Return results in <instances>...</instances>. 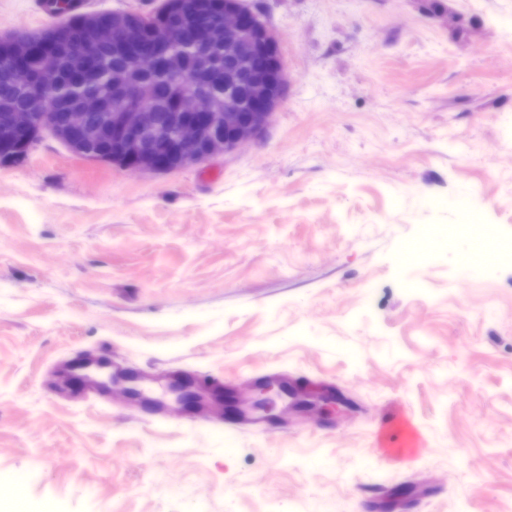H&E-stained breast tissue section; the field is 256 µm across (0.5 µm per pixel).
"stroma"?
Returning a JSON list of instances; mask_svg holds the SVG:
<instances>
[{"mask_svg": "<svg viewBox=\"0 0 512 512\" xmlns=\"http://www.w3.org/2000/svg\"><path fill=\"white\" fill-rule=\"evenodd\" d=\"M243 4L287 76L259 138L138 173L46 132L0 165V512H512V258L465 247L512 243V0ZM50 22L0 0V36ZM82 357L129 374L99 395ZM174 373L265 431L150 420ZM393 409L415 462L372 451Z\"/></svg>", "mask_w": 512, "mask_h": 512, "instance_id": "obj_1", "label": "stroma"}]
</instances>
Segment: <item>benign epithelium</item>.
<instances>
[{
    "instance_id": "benign-epithelium-1",
    "label": "benign epithelium",
    "mask_w": 512,
    "mask_h": 512,
    "mask_svg": "<svg viewBox=\"0 0 512 512\" xmlns=\"http://www.w3.org/2000/svg\"><path fill=\"white\" fill-rule=\"evenodd\" d=\"M215 17L197 14L196 0L165 4L155 22L141 27L113 16L87 19L84 35L74 40L62 64L35 63L29 80L40 90L30 107L0 110V150L22 156L44 130L72 152L89 157V148L103 136L112 141L107 161L125 168L161 172L201 164L257 138L269 124L281 98L284 74L279 69L277 42L263 21L242 0H214L206 6ZM194 38L205 45L224 47V64L207 55L199 58L200 71L224 72V99L195 89L180 56L175 38ZM20 63L49 45L35 48L13 39ZM112 47L128 59L127 69L112 73V102L102 111L100 102L80 99L60 102L48 90L66 75H81L93 65V48ZM159 67L173 74L181 87L173 111L158 118L155 87L129 83V71L148 73ZM100 111L101 124H89V112Z\"/></svg>"
}]
</instances>
